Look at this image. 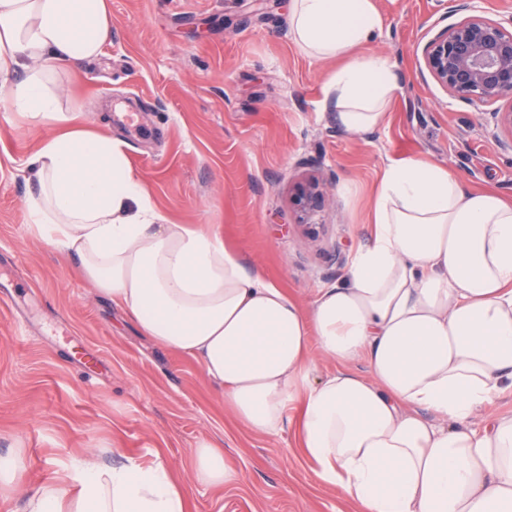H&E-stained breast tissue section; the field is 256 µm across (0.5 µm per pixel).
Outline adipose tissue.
<instances>
[{
    "mask_svg": "<svg viewBox=\"0 0 512 512\" xmlns=\"http://www.w3.org/2000/svg\"><path fill=\"white\" fill-rule=\"evenodd\" d=\"M289 18L301 51L340 62L325 86L338 123L379 127L401 89L396 67L352 54L383 25L374 0H291ZM111 37L107 0H0V95L54 129L31 160L40 190L26 209L38 235L78 258L145 336L195 360L251 431L278 434L296 408L317 477L360 512H512V417L470 425L512 392V201L464 190L422 158L391 161L370 244L302 310L213 230L168 223L122 142L59 107L53 74L97 58ZM19 70L25 79L11 82ZM314 347L335 373L313 378ZM358 359L366 373L349 370ZM192 467L209 487L242 479L210 442ZM22 512L190 508L161 461L73 457Z\"/></svg>",
    "mask_w": 512,
    "mask_h": 512,
    "instance_id": "adipose-tissue-1",
    "label": "adipose tissue"
}]
</instances>
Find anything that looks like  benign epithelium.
I'll use <instances>...</instances> for the list:
<instances>
[{
  "label": "benign epithelium",
  "instance_id": "obj_1",
  "mask_svg": "<svg viewBox=\"0 0 512 512\" xmlns=\"http://www.w3.org/2000/svg\"><path fill=\"white\" fill-rule=\"evenodd\" d=\"M423 54L430 75L450 96L478 105L512 101V27L474 14L436 35ZM324 202L319 180L300 183L295 207L303 222H311Z\"/></svg>",
  "mask_w": 512,
  "mask_h": 512
}]
</instances>
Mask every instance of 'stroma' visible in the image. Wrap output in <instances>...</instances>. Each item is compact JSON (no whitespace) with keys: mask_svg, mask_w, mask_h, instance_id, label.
<instances>
[{"mask_svg":"<svg viewBox=\"0 0 512 512\" xmlns=\"http://www.w3.org/2000/svg\"><path fill=\"white\" fill-rule=\"evenodd\" d=\"M288 2L109 0L111 41L81 69L61 70L55 93L125 142L170 223L211 226L250 270L306 308L369 244L372 200L391 160L422 157L468 189L512 199L507 133L489 108L451 97L422 54L472 9L511 20L512 0H375L383 27L355 52L390 58L403 92L362 135L340 127L325 104L337 63L296 47ZM131 100L135 129L112 112L113 102ZM49 133L0 104V454L22 449L26 463L0 512H20L62 461L106 448L160 458L192 512H358L317 479L294 425L276 435L249 430L196 361L143 336L76 258L38 236L27 219L37 190L27 160ZM313 173L328 194L314 237L292 202ZM204 441L223 448L241 484L193 481L191 452Z\"/></svg>","mask_w":512,"mask_h":512,"instance_id":"obj_1","label":"stroma"}]
</instances>
